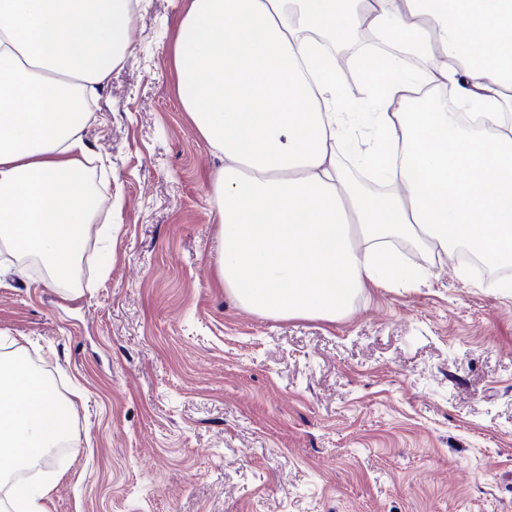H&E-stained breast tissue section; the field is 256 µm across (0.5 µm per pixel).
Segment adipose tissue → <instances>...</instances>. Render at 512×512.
Returning <instances> with one entry per match:
<instances>
[{"label": "adipose tissue", "instance_id": "adipose-tissue-1", "mask_svg": "<svg viewBox=\"0 0 512 512\" xmlns=\"http://www.w3.org/2000/svg\"><path fill=\"white\" fill-rule=\"evenodd\" d=\"M129 0H0V246L33 256L77 295L93 200L86 139L97 96L132 44ZM174 46L180 95L224 157L212 178L224 250L219 276L239 306L332 320L371 285L409 279L387 247L417 239L512 266V0H192ZM383 96L339 108L358 52ZM420 64L407 67L405 38ZM368 126L360 158L387 192L364 193L340 143ZM70 415L20 354H0V475L11 512H44L45 490L10 476L68 437Z\"/></svg>", "mask_w": 512, "mask_h": 512}]
</instances>
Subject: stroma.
<instances>
[{"mask_svg":"<svg viewBox=\"0 0 512 512\" xmlns=\"http://www.w3.org/2000/svg\"><path fill=\"white\" fill-rule=\"evenodd\" d=\"M190 2L138 0L94 100L79 295L0 273V333L58 384L82 449L23 482L46 512H512L511 293L399 240L420 279L333 321L225 294L223 160L173 59Z\"/></svg>","mask_w":512,"mask_h":512,"instance_id":"35a3bbf8","label":"stroma"}]
</instances>
